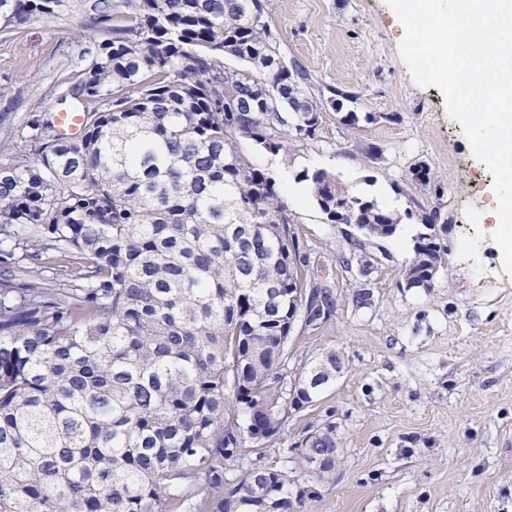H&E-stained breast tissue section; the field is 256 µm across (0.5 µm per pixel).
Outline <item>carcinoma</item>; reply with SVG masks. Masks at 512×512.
<instances>
[{
	"mask_svg": "<svg viewBox=\"0 0 512 512\" xmlns=\"http://www.w3.org/2000/svg\"><path fill=\"white\" fill-rule=\"evenodd\" d=\"M64 15L91 42L57 80L86 103L81 139L46 112L0 140V512H295L304 491L243 442L332 385L286 381L292 319L331 299L241 145L316 138L305 73L278 64L270 0H0V32ZM296 180L327 223L397 232L330 171ZM440 220L420 218L438 234L409 261L418 288L446 265ZM334 447L328 423L300 459Z\"/></svg>",
	"mask_w": 512,
	"mask_h": 512,
	"instance_id": "carcinoma-1",
	"label": "carcinoma"
}]
</instances>
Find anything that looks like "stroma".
I'll use <instances>...</instances> for the list:
<instances>
[{"instance_id":"1","label":"stroma","mask_w":512,"mask_h":512,"mask_svg":"<svg viewBox=\"0 0 512 512\" xmlns=\"http://www.w3.org/2000/svg\"><path fill=\"white\" fill-rule=\"evenodd\" d=\"M79 24L64 16L0 34V112L13 132L56 108L58 77L84 66ZM271 24L283 56L308 74L322 124L303 150L243 151L286 192L302 169L335 172L400 226L360 248L353 227L326 223L310 199L293 204L299 256L333 305L317 325L296 326L289 366L333 349L344 367L251 456L287 468L292 488L306 491L304 512H512V258L484 217L493 178L439 88L412 78L384 0H274ZM423 167L437 179L423 182ZM435 206L448 222L447 264L433 288L399 287L419 217ZM329 422L340 462L320 481L284 457Z\"/></svg>"}]
</instances>
